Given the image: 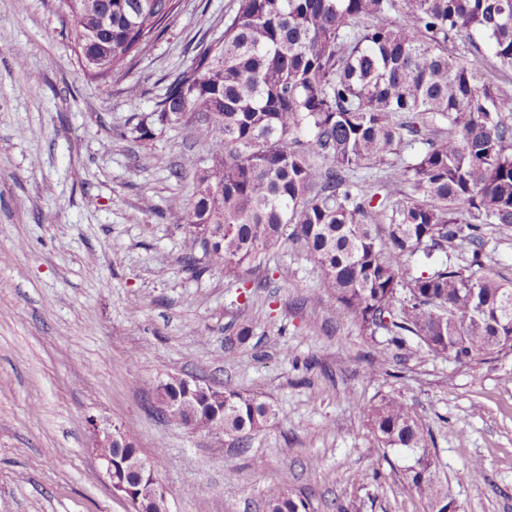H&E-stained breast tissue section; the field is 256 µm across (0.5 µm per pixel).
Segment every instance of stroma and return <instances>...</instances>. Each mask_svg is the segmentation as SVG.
I'll list each match as a JSON object with an SVG mask.
<instances>
[{"mask_svg": "<svg viewBox=\"0 0 512 512\" xmlns=\"http://www.w3.org/2000/svg\"><path fill=\"white\" fill-rule=\"evenodd\" d=\"M237 8L179 0L125 76L100 82L55 0H0V512H127L95 476L96 425L119 427L152 461L170 512H265L275 480L310 512H428L354 406L384 396L421 417L459 512H512V353L477 374L410 357L337 312L299 245L211 270L200 234L169 209L192 197L196 174L179 163L206 137L181 121L153 124L147 140L133 128ZM482 236L483 263L512 279V225ZM178 374L283 416L245 447L167 422L155 388Z\"/></svg>", "mask_w": 512, "mask_h": 512, "instance_id": "1", "label": "stroma"}]
</instances>
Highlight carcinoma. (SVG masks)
I'll use <instances>...</instances> for the list:
<instances>
[{"label": "carcinoma", "mask_w": 512, "mask_h": 512, "mask_svg": "<svg viewBox=\"0 0 512 512\" xmlns=\"http://www.w3.org/2000/svg\"><path fill=\"white\" fill-rule=\"evenodd\" d=\"M179 0H58L79 29L84 72L106 79L165 31ZM485 37L495 67L512 72V0H238L224 36L176 76L152 115L211 133L205 155L183 156L198 174L194 197L169 208L204 237L207 267L230 273L283 241L301 243L321 271L336 310L365 333L384 329L399 346L468 363L512 352V281L485 270L479 252L454 261L461 225L512 224V80L488 81L448 46ZM448 121V135L428 117ZM408 143L420 145L381 185L349 174L371 169ZM422 256L409 280L402 268ZM166 418L202 432L247 437L280 410L224 386L186 393ZM369 429L404 462L402 489L429 512L453 500L438 475L431 436L394 397L356 402ZM97 451L126 469L124 452ZM139 485L136 512H166ZM266 512H309L285 483Z\"/></svg>", "instance_id": "1"}]
</instances>
